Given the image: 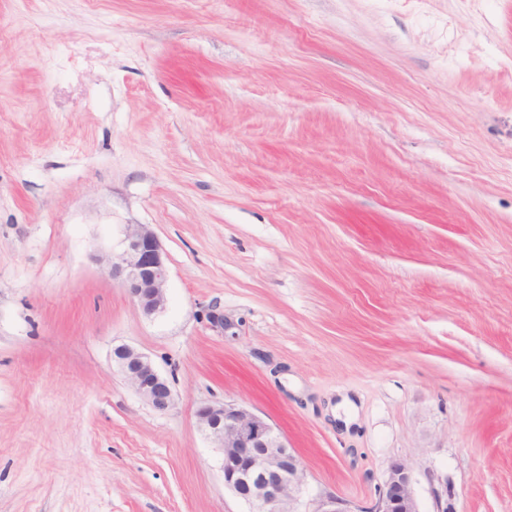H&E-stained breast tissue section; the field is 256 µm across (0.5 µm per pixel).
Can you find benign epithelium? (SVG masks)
<instances>
[{"mask_svg":"<svg viewBox=\"0 0 512 512\" xmlns=\"http://www.w3.org/2000/svg\"><path fill=\"white\" fill-rule=\"evenodd\" d=\"M120 282L141 313L152 318L168 304L169 269L155 233L146 224H127L119 249L96 256ZM113 362L128 385L155 411L174 405L172 390L151 359L127 345L113 349ZM200 430L223 452L224 485L237 495L247 490L252 512H296L305 480L299 457L260 415L231 402L207 404L196 411ZM410 468L401 461L388 467L375 502L351 510L336 497L319 501L314 512H419Z\"/></svg>","mask_w":512,"mask_h":512,"instance_id":"obj_1","label":"benign epithelium"}]
</instances>
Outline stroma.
<instances>
[{"mask_svg":"<svg viewBox=\"0 0 512 512\" xmlns=\"http://www.w3.org/2000/svg\"><path fill=\"white\" fill-rule=\"evenodd\" d=\"M0 35V512H251L224 401L298 512L395 460L420 512H512V0H0ZM127 224L151 319L94 260ZM119 249L96 256L118 280L141 313L152 318L168 304L169 269L155 233L145 224L124 225ZM113 362L128 385L155 411L165 413L173 407L172 390L147 355L121 345L113 350ZM199 429L223 452L224 485L245 500L252 512H296L305 480L299 457L260 415L231 402L207 404L196 411Z\"/></svg>","mask_w":512,"mask_h":512,"instance_id":"1","label":"stroma"}]
</instances>
